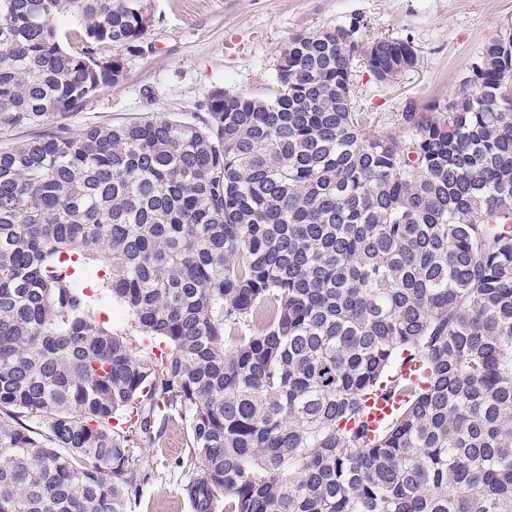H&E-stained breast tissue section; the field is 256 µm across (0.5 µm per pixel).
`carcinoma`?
I'll return each instance as SVG.
<instances>
[{
    "mask_svg": "<svg viewBox=\"0 0 512 512\" xmlns=\"http://www.w3.org/2000/svg\"><path fill=\"white\" fill-rule=\"evenodd\" d=\"M152 21L0 0V131L42 128L0 149V512H126L174 422L192 512H512V36L399 133L366 128L350 64L416 49L355 25L293 37L264 98L59 122ZM99 258L90 295L65 271ZM406 357L424 385L371 435L362 397Z\"/></svg>",
    "mask_w": 512,
    "mask_h": 512,
    "instance_id": "carcinoma-1",
    "label": "carcinoma"
}]
</instances>
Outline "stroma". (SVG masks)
I'll use <instances>...</instances> for the list:
<instances>
[{"instance_id":"obj_1","label":"stroma","mask_w":512,"mask_h":512,"mask_svg":"<svg viewBox=\"0 0 512 512\" xmlns=\"http://www.w3.org/2000/svg\"><path fill=\"white\" fill-rule=\"evenodd\" d=\"M153 22L145 34L151 52L114 46L124 61L122 80L102 87L66 116L73 131L156 115L192 118L210 92L223 88L266 95L290 39L351 22L360 45L385 37L407 38L417 65L394 82L377 81L362 57L352 63L354 102L372 132L402 129L403 112H425L457 88L481 48L512 28V0H151ZM181 425L164 428L139 453L155 478L131 512H191L183 487L191 470L174 467L186 455Z\"/></svg>"}]
</instances>
